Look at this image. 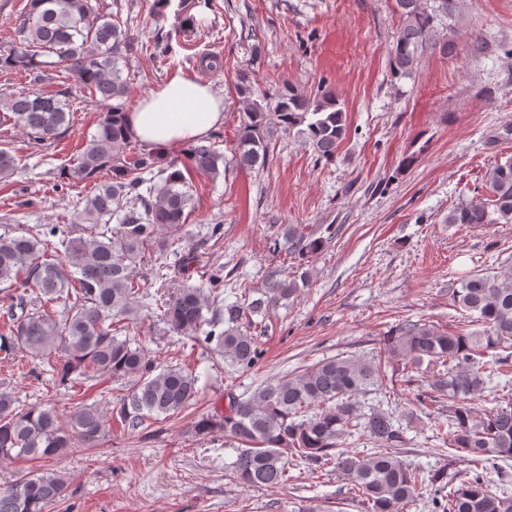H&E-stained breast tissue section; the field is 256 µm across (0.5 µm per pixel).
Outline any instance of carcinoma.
Returning <instances> with one entry per match:
<instances>
[{
    "label": "carcinoma",
    "instance_id": "cac0c4a2",
    "mask_svg": "<svg viewBox=\"0 0 512 512\" xmlns=\"http://www.w3.org/2000/svg\"><path fill=\"white\" fill-rule=\"evenodd\" d=\"M400 33L393 48V72L411 74L430 41L436 23L455 15L458 0H396ZM132 41L120 22L99 12L90 0H30L14 44L0 53V68L43 73L63 63L65 71L106 111L95 133L85 140L68 182H90L93 192L77 211L88 236L71 237L57 225L33 233L0 235V285L32 287L43 299L37 311L24 295L12 297L8 332L0 333V352L21 351L51 368L60 384L110 375L128 382L116 415L138 426L147 419L170 418L185 411L200 393L198 378L182 367L161 370L146 350L119 338L125 325L140 322L135 270L148 246H157L167 268V248L160 232H176L185 224L192 195L184 171L216 174L224 155L211 144L186 148L185 161L155 170L156 155H124L132 140L125 123L128 84L119 62ZM0 110L34 140H58L70 128L73 110L67 100L37 93L0 97ZM285 131L299 129L316 160L336 157L346 133L344 112L329 92L314 96L286 88L266 112L257 103L244 113L232 163L244 170L263 164L267 144L262 131L271 123ZM111 178L100 181L105 173ZM159 183H154V179ZM149 185L147 193L140 192ZM488 198L465 200L448 211L449 224H512V160L491 168L485 179ZM119 224L107 227L112 218ZM59 237L65 256L49 253L50 238ZM322 240L297 227L285 233L288 251L303 262L316 254ZM310 272L273 278L262 297L219 306L223 279L209 281L208 297L200 287L186 285L157 303L160 320L177 335L205 331L203 342L215 343L224 360L251 368L262 357L249 316L298 296L309 286ZM456 304L474 329L442 332L427 323H405L385 338L384 350L419 372L423 365L445 367L415 394L419 411L436 413L440 397L453 412L435 425V437L474 463L473 475L456 484L445 471H431L400 458L406 428L394 412L369 406L366 397L381 389L385 366L363 358L323 360L303 373L270 379L246 398L230 396L224 413L197 422L200 433L224 432L241 445L232 463L241 485L262 488L282 484L288 465L299 460L321 468L334 465L361 494L370 512H409L430 487L431 512H512V494L488 488L486 464L512 458V404L478 413L476 396L494 378L512 368V274H475L452 288ZM61 303L64 310L52 308ZM210 311L206 317L204 311ZM224 329L216 331L218 325ZM107 413L96 403L77 407L68 421L51 405L21 409L7 390L0 391V462L21 458L48 459L78 440L98 445L109 432ZM365 436L375 452L360 455L342 449L343 441ZM67 481L56 473L19 475L0 487V512H48L64 498Z\"/></svg>",
    "mask_w": 512,
    "mask_h": 512
}]
</instances>
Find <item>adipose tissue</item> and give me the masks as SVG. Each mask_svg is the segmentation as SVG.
I'll use <instances>...</instances> for the list:
<instances>
[{
    "label": "adipose tissue",
    "instance_id": "ef3b65f1",
    "mask_svg": "<svg viewBox=\"0 0 512 512\" xmlns=\"http://www.w3.org/2000/svg\"><path fill=\"white\" fill-rule=\"evenodd\" d=\"M223 121V98L210 85L180 74L151 91L127 115L133 139L149 149L200 141Z\"/></svg>",
    "mask_w": 512,
    "mask_h": 512
}]
</instances>
